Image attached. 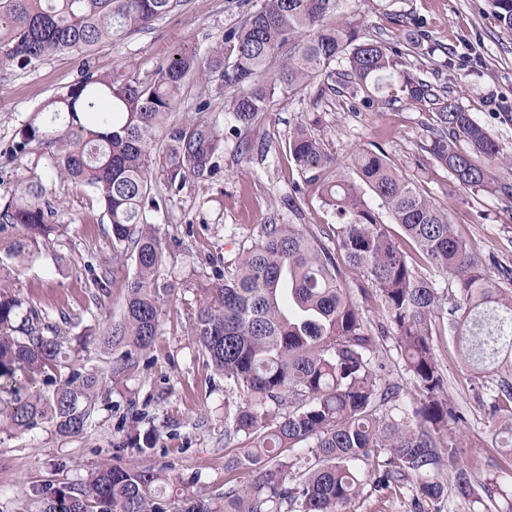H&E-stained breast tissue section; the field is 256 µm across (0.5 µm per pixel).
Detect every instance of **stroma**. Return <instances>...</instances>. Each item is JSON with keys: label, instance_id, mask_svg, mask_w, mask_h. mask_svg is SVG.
Wrapping results in <instances>:
<instances>
[{"label": "stroma", "instance_id": "1", "mask_svg": "<svg viewBox=\"0 0 512 512\" xmlns=\"http://www.w3.org/2000/svg\"><path fill=\"white\" fill-rule=\"evenodd\" d=\"M260 0H177L172 10L148 28L106 44L89 60L56 56L32 67L0 63V201L14 191L19 178L48 172L51 158L34 146L5 161L17 133L34 111L80 79L83 66L98 72L126 71L153 78L174 54L195 53L207 64L225 31L241 25ZM343 16L362 24L367 35L423 42L422 55L408 58L404 70L447 86L451 96L512 155V29L504 27L490 0H346ZM212 107L209 118L223 137L213 174L188 180L178 194L158 185L160 207L150 219L166 237L162 284L172 286L159 335L149 357L126 386L100 401L96 423L87 433L66 438L43 425L0 443V512H20L25 493L48 481L85 474L97 461L110 458L125 465L137 462L136 449H116L132 430L160 433L152 464L170 474L194 479L207 495L224 490V397L222 375L206 364L191 335L185 303L201 284L214 281L240 249L257 239L262 225L294 224L318 231L334 218L321 202L318 185L305 183L285 144L301 125L320 140L335 169H350L362 148H382L395 166L444 208L459 236L483 269L498 274L512 269V170L494 169L488 190H464L446 168L425 151L435 114L428 104L404 95L377 94L371 108L357 100L311 85L298 93L279 92L262 120L251 129L238 128L224 109V90L216 84L188 82L177 117L194 114L199 99ZM260 142L262 155H248L244 142ZM53 193L65 203L58 216L65 230L51 249L67 254L69 269L52 264L26 267L19 276L24 295L49 307H61L91 324L93 317L117 311L125 300L127 274L118 273L99 307H92L78 272L94 257L112 252L107 225L85 223L86 191L72 183H55ZM433 347L442 364L448 396L466 420L449 424L448 443L472 468L475 483L496 479L512 495V457L493 447L496 425L485 415L479 395L490 380L469 365L452 332L436 328Z\"/></svg>", "mask_w": 512, "mask_h": 512}]
</instances>
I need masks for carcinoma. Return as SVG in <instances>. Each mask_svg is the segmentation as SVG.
I'll list each match as a JSON object with an SVG mask.
<instances>
[{
  "label": "carcinoma",
  "instance_id": "carcinoma-1",
  "mask_svg": "<svg viewBox=\"0 0 512 512\" xmlns=\"http://www.w3.org/2000/svg\"><path fill=\"white\" fill-rule=\"evenodd\" d=\"M176 0H0V61L27 67L60 54L85 58L107 43L147 28ZM344 0H262L224 34L207 66L180 52L142 81L85 69L81 79L34 111L14 152L35 144L52 156L51 176L87 189L106 217L112 258L85 282L99 303L120 264L134 272L118 315L97 330L112 352L106 370H89L49 313L18 287L17 268L40 260L61 235L62 202L40 176L25 178L0 202V435L48 424L64 437L86 432L99 399L127 380L148 355L172 289L159 285L165 238L150 220L160 207L157 177L169 191L208 177L222 136L208 120L211 103L176 120L190 76L229 94L227 110L241 127L255 125L279 91L317 80L337 83L369 107L401 81L412 101L433 106L437 125L426 151L458 185L483 190L501 148L454 98L417 75L400 74L419 40L392 44L366 36L340 18ZM512 29V0H491ZM287 54H282L283 48ZM345 61L338 71L332 65ZM463 140L470 150H461ZM286 151L300 174L322 188L336 222L306 235L293 224H264L233 265L204 284L190 303L192 336L236 400L224 405V493L221 501L153 464L104 460L83 476L32 490L23 512H345L363 493L386 499L413 480L429 499L444 493L430 475L448 469L457 493L475 494L472 471L445 447L448 424L462 423L446 394L432 345L439 297L419 262L456 282L448 326L475 368L491 380L483 400L499 423L496 443L512 456V290L474 262L448 213L397 172L382 150L358 153L351 172L335 175L320 142L298 127ZM366 186L400 228L395 238L364 200ZM363 273L375 290L410 375L412 408L396 411L403 386L388 378L378 343L350 294L338 259ZM245 446L234 447L239 438ZM157 432L130 433L127 443L149 454ZM307 456L299 463L295 451ZM250 477L239 480L238 471Z\"/></svg>",
  "mask_w": 512,
  "mask_h": 512
}]
</instances>
